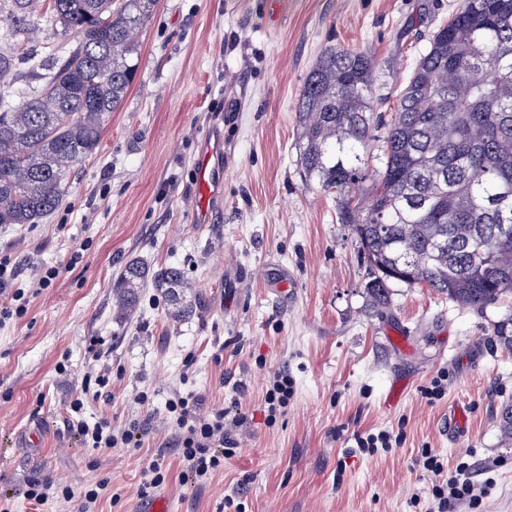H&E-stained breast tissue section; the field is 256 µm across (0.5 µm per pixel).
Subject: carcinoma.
Returning a JSON list of instances; mask_svg holds the SVG:
<instances>
[{
    "instance_id": "cac0c4a2",
    "label": "carcinoma",
    "mask_w": 512,
    "mask_h": 512,
    "mask_svg": "<svg viewBox=\"0 0 512 512\" xmlns=\"http://www.w3.org/2000/svg\"><path fill=\"white\" fill-rule=\"evenodd\" d=\"M77 34L17 103L0 102V224H37L67 196V174L101 143L136 75V35L157 0H12L23 38L39 7ZM379 68L358 49L321 51L297 100L299 167L308 186L336 194L370 269L367 293L426 285L468 308L512 293V0H462L418 54L390 119L375 115ZM14 77L0 53V83ZM384 127L381 167L369 165ZM371 192L353 204L359 184ZM178 302L182 270L130 263L113 290L137 306L147 276Z\"/></svg>"
}]
</instances>
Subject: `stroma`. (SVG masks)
I'll return each mask as SVG.
<instances>
[{
	"label": "stroma",
	"mask_w": 512,
	"mask_h": 512,
	"mask_svg": "<svg viewBox=\"0 0 512 512\" xmlns=\"http://www.w3.org/2000/svg\"><path fill=\"white\" fill-rule=\"evenodd\" d=\"M462 0H158L138 34L137 75L98 151L68 175L69 194L41 223L0 229L27 311L0 324V502L10 512H82L85 491L107 483L97 512H135L143 497L169 512H427L422 449L447 470L485 474L487 494L459 512H512V442L500 412L512 405V350L493 334L512 295L466 308L426 286L394 284L386 310L367 295L366 259L335 195L306 187L297 162L296 100L328 46L371 51L381 96L396 98L416 52ZM41 38L16 36L0 5V49L15 52L18 99L50 55L75 43L50 17ZM221 127L224 201L213 223L193 221L195 159ZM56 268L36 287L32 260ZM134 261L175 265L188 283L179 317L164 289L146 286L128 317L112 289ZM293 281L280 294L282 276ZM112 365L108 396L83 394L94 353ZM294 394L268 420L270 378ZM444 376L445 395L424 391ZM403 381L406 393L383 398ZM144 401H134V394ZM202 398L215 412L237 402V448L206 485L186 476L166 406ZM117 428L149 421L137 446L84 448L63 425L69 405ZM464 410L462 433L448 416ZM403 432L395 448L359 451L368 432ZM163 482L142 495L150 464ZM68 488L39 504L31 483ZM233 505H226V498Z\"/></svg>",
	"instance_id": "1"
}]
</instances>
